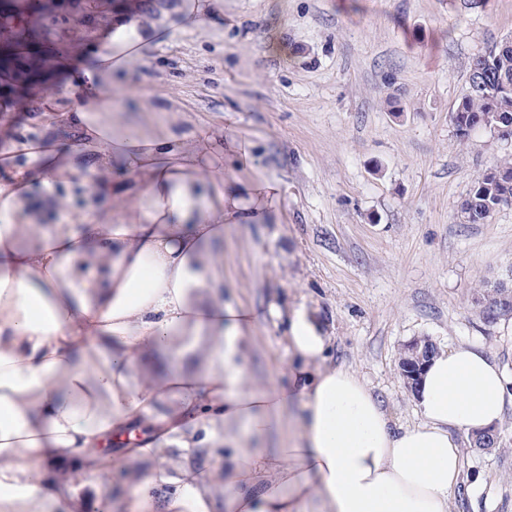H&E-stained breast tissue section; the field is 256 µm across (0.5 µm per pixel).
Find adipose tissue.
<instances>
[{"label":"adipose tissue","instance_id":"obj_1","mask_svg":"<svg viewBox=\"0 0 512 512\" xmlns=\"http://www.w3.org/2000/svg\"><path fill=\"white\" fill-rule=\"evenodd\" d=\"M163 28L112 23L76 111L74 148L10 144L0 169V512H450L460 441L500 421L508 382L482 349L435 353L403 427L351 370L326 365L305 311L289 322L293 385L246 384L244 309L225 306L224 227L261 221L224 189L223 138L133 135L97 91ZM67 174L107 192L101 224L21 222L35 182ZM297 435L262 444L290 404ZM183 462L170 468L167 449ZM204 448L231 466L199 468ZM230 488L224 501L206 485Z\"/></svg>","mask_w":512,"mask_h":512}]
</instances>
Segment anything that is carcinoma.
<instances>
[{"instance_id": "obj_1", "label": "carcinoma", "mask_w": 512, "mask_h": 512, "mask_svg": "<svg viewBox=\"0 0 512 512\" xmlns=\"http://www.w3.org/2000/svg\"><path fill=\"white\" fill-rule=\"evenodd\" d=\"M29 0H0V16L25 20L12 32L18 48L15 60H0V76L12 80L8 93L19 94V85L34 84L42 78L38 61L46 41L56 42L66 36L69 19L54 15L55 31L47 30L42 19L49 15L47 6L30 8ZM472 84L449 116L456 137L463 141L476 130L498 131L502 140L512 141V41L500 40L473 58ZM492 175L476 177L458 206V221L463 225L485 224L497 213L512 207V159L494 160Z\"/></svg>"}]
</instances>
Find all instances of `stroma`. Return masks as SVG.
<instances>
[{
    "label": "stroma",
    "mask_w": 512,
    "mask_h": 512,
    "mask_svg": "<svg viewBox=\"0 0 512 512\" xmlns=\"http://www.w3.org/2000/svg\"><path fill=\"white\" fill-rule=\"evenodd\" d=\"M143 0H103L43 61L28 100L0 102V147L55 134V100L76 94L117 12ZM145 15L168 30L144 57L99 87L114 123L186 136L207 124L224 139L226 181H278L266 224L224 231V301L251 308L246 383L288 380L286 318L305 309L330 339L328 362L356 373L391 417L414 426L398 373L403 347L472 344L512 380V318L487 323L472 297L512 281V209L461 225L458 204L512 142L479 130L458 142L448 115L472 58L512 37V0H220L197 29L177 28L155 0ZM67 224L111 217L91 186L54 183ZM499 448L463 441L465 481L451 512H512V406Z\"/></svg>",
    "instance_id": "1"
}]
</instances>
